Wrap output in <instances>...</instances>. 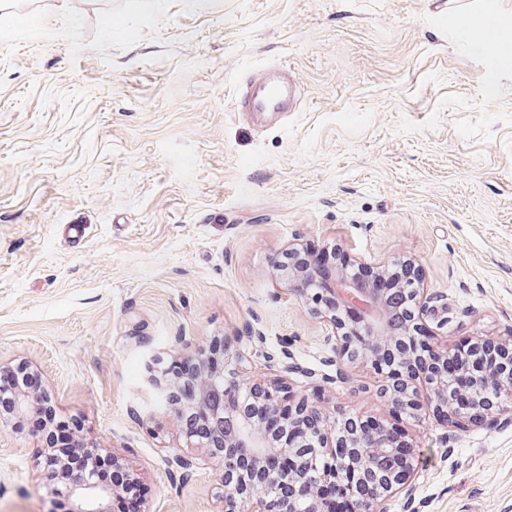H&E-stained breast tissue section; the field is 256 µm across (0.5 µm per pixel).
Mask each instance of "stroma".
Wrapping results in <instances>:
<instances>
[{
    "instance_id": "stroma-1",
    "label": "stroma",
    "mask_w": 512,
    "mask_h": 512,
    "mask_svg": "<svg viewBox=\"0 0 512 512\" xmlns=\"http://www.w3.org/2000/svg\"><path fill=\"white\" fill-rule=\"evenodd\" d=\"M462 11L512 0H0V369L37 371L138 477L143 512H224L222 460L185 447L145 382L219 338L241 382L289 359L293 392L400 422L417 491L390 512H512V412L397 418L279 269L309 243L407 261L448 307L431 344L512 339V64ZM278 63L299 107L238 111ZM43 448L0 425V512H52Z\"/></svg>"
}]
</instances>
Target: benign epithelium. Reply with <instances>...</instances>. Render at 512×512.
<instances>
[{"label": "benign epithelium", "instance_id": "obj_1", "mask_svg": "<svg viewBox=\"0 0 512 512\" xmlns=\"http://www.w3.org/2000/svg\"><path fill=\"white\" fill-rule=\"evenodd\" d=\"M351 262L336 267L334 276L323 283L332 300L322 309L332 326L336 339V366L358 359L378 368L381 353L398 347L404 350L405 363L399 370L383 374L391 407L402 409L413 417L428 405L436 412L448 408V359H453L461 374L469 378V389L463 401L468 413H484L502 408L504 395H512V343L500 346L501 363L489 373L471 359L461 360L455 350L437 349L436 372L430 376L411 371L414 352L397 337L413 339L423 330V321L435 319L445 311L434 305V298L424 293L409 276L397 287L409 303L401 321L395 315L399 307L392 298L360 281L351 271ZM288 287L300 296L306 295L302 285L314 276L312 261L299 257V250L288 249ZM147 380L160 398L177 415H182L177 381L161 380L147 366ZM289 386L282 383L228 381L221 397L204 388L192 393L201 416H210L206 440L185 433L188 441L199 448H247L246 459L255 463L256 476L243 480L238 459L224 452V512H288L287 505L296 501L306 504V512H323L313 487L355 477L358 485L357 512H388L386 497L400 489L412 496L414 487L408 484L413 471L412 445L376 420L372 428L354 425L345 415L330 416L327 411L305 397L291 398ZM47 394L15 395V409L25 410L48 404ZM260 405L269 416L284 415V426L296 437L277 440L264 431L253 416L251 405ZM402 452L398 468L379 476L377 459L383 454ZM44 468L58 472L57 494L67 504V512H111V504L122 494L116 485H104L93 479L88 470L70 472L54 457L44 458Z\"/></svg>", "mask_w": 512, "mask_h": 512}]
</instances>
